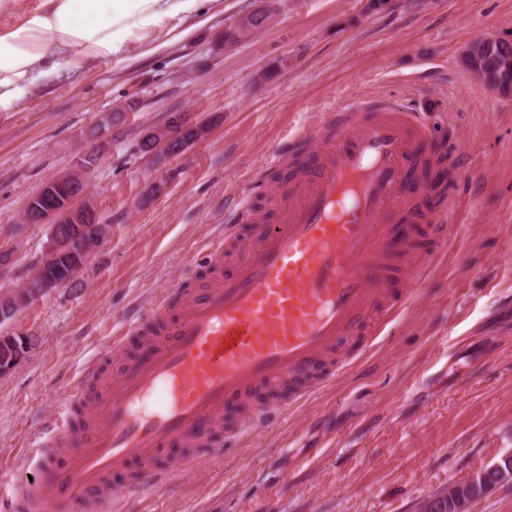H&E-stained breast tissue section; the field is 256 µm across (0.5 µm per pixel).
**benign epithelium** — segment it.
Returning <instances> with one entry per match:
<instances>
[{"instance_id":"obj_1","label":"benign epithelium","mask_w":512,"mask_h":512,"mask_svg":"<svg viewBox=\"0 0 512 512\" xmlns=\"http://www.w3.org/2000/svg\"><path fill=\"white\" fill-rule=\"evenodd\" d=\"M190 132L192 138L188 144L170 149L174 140L181 138L185 132ZM210 133V126L204 121H194L184 113H176L167 118L165 123L154 127L145 133L141 140L148 142L149 154H167L174 151L178 154L187 150L189 146L203 140ZM89 169L85 168L80 173H74L69 180L70 188L68 194L60 198L55 195L54 188L57 187L56 180L47 182L42 189L43 206H35L34 202L25 205L20 221L28 224L34 220L41 224L47 223L50 226L49 237L46 245L45 258L43 263L36 266L31 279L40 282V287L25 286L13 292L0 295V322L12 316L18 309L25 308L33 300L43 296L49 291L60 288L75 277L73 270L80 269L87 265L100 246L103 236L93 233L95 228H103L99 224L101 215L96 211L88 199L87 176ZM82 236L79 247L80 258L77 259V266L60 269V275L55 278L47 277L40 279L44 265L58 260L63 262L74 255L72 243L75 233ZM30 350L29 337H23V345L11 348V351L4 358L0 357V376L13 371L25 359ZM455 496L460 499L458 512H471L472 505L482 498L481 488L478 485L476 474L457 482L452 486Z\"/></svg>"}]
</instances>
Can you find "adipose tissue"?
Here are the masks:
<instances>
[{
  "mask_svg": "<svg viewBox=\"0 0 512 512\" xmlns=\"http://www.w3.org/2000/svg\"><path fill=\"white\" fill-rule=\"evenodd\" d=\"M211 0H39L20 11L0 0V112L17 111L40 83L65 72L102 67L134 47L164 50L158 35L191 36L179 21L205 24Z\"/></svg>",
  "mask_w": 512,
  "mask_h": 512,
  "instance_id": "ef3b65f1",
  "label": "adipose tissue"
}]
</instances>
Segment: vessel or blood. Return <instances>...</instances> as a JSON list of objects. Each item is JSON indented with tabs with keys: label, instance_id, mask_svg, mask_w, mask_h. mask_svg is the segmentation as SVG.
I'll return each instance as SVG.
<instances>
[{
	"label": "vessel or blood",
	"instance_id": "1",
	"mask_svg": "<svg viewBox=\"0 0 512 512\" xmlns=\"http://www.w3.org/2000/svg\"><path fill=\"white\" fill-rule=\"evenodd\" d=\"M337 114L299 177L283 183L289 209L274 224H245L238 197L224 202V239L212 258L237 245V269L205 288H174L151 300L149 320L130 318L112 347L142 337L109 375L98 361L70 379L46 446L23 462L10 490L14 512H122L123 500L160 487L198 465L226 440H248L279 424L290 408L345 377L404 310L410 289L390 259L389 215L426 154L432 131L421 112L381 102ZM348 359L328 361L343 340ZM89 433L74 413L89 383ZM124 473L123 491L109 478Z\"/></svg>",
	"mask_w": 512,
	"mask_h": 512
}]
</instances>
